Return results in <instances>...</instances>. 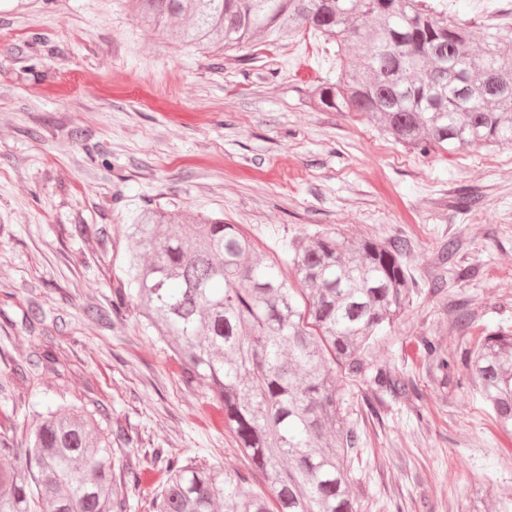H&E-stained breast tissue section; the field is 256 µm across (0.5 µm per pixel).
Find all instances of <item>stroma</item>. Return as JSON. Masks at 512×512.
I'll return each mask as SVG.
<instances>
[{
  "instance_id": "stroma-1",
  "label": "stroma",
  "mask_w": 512,
  "mask_h": 512,
  "mask_svg": "<svg viewBox=\"0 0 512 512\" xmlns=\"http://www.w3.org/2000/svg\"><path fill=\"white\" fill-rule=\"evenodd\" d=\"M466 24H512V0H432ZM331 45L311 34L253 56L209 53L143 26L119 0H0V408L63 392L104 410L108 426L229 471H246L206 383L184 387L175 360L141 329L136 307L112 316L145 205L223 215L267 251L319 227L349 237L408 236L404 262L425 287L371 350L372 368L410 379L404 402L340 381L360 452L352 488L367 512H464L494 490L489 512L512 507V433L462 380L438 384L417 351L431 337L458 359L485 327H512V144L442 158L384 140L370 127L306 104L334 78ZM466 192L473 211L452 202ZM459 250L442 261L441 245ZM442 278L433 293L426 284ZM467 303L460 336L449 309ZM108 314L85 315L87 305ZM46 318L35 332L32 309ZM57 353L62 374L26 381L17 365Z\"/></svg>"
}]
</instances>
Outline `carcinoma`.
<instances>
[{"label": "carcinoma", "mask_w": 512, "mask_h": 512, "mask_svg": "<svg viewBox=\"0 0 512 512\" xmlns=\"http://www.w3.org/2000/svg\"><path fill=\"white\" fill-rule=\"evenodd\" d=\"M126 3L144 25L221 52L303 30L336 44V81L312 88V108L364 122L409 151L442 157L512 144L509 25H463L428 0ZM127 234L133 246L112 312L135 305L185 386L207 382L250 469L232 473L164 448L133 466L114 449L137 447V435L106 431L101 414L60 396L36 412L20 445L9 435L16 410L0 412V512H129L157 471L149 512H363L348 475L359 436L336 375L365 376L368 351L418 296L404 263L411 239L319 228L271 258L239 224L150 205ZM474 323V313L452 309L460 335ZM419 352L443 380L455 369L433 339H420ZM27 362L51 368L58 359L43 350ZM462 366L496 424L512 431V329L486 330ZM373 382L408 394L389 372Z\"/></svg>", "instance_id": "1"}]
</instances>
